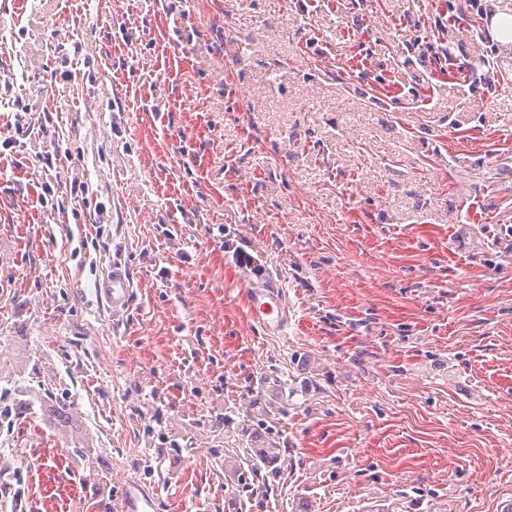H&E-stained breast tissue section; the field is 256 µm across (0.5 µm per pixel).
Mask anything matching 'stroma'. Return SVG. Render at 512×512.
Wrapping results in <instances>:
<instances>
[{"label":"stroma","instance_id":"1","mask_svg":"<svg viewBox=\"0 0 512 512\" xmlns=\"http://www.w3.org/2000/svg\"><path fill=\"white\" fill-rule=\"evenodd\" d=\"M498 12L0 0L7 512H120L130 482L158 512L512 500ZM235 245L283 287L281 332L248 320ZM129 288H132L130 280L122 274L112 271V278H107L103 286L98 284V288L95 289L100 293L104 290L112 304V309H116L124 307L129 294Z\"/></svg>","mask_w":512,"mask_h":512}]
</instances>
